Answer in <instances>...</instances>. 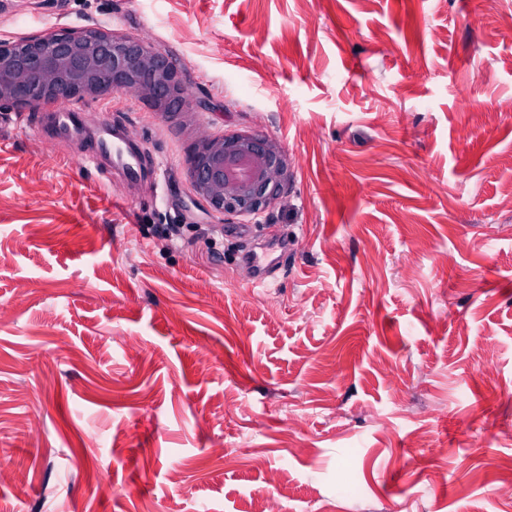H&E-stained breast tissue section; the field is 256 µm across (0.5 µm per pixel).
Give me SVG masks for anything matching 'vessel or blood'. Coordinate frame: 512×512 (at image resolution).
Wrapping results in <instances>:
<instances>
[{"mask_svg":"<svg viewBox=\"0 0 512 512\" xmlns=\"http://www.w3.org/2000/svg\"><path fill=\"white\" fill-rule=\"evenodd\" d=\"M36 129L42 139L91 134L92 148L87 155L88 162L107 163L114 172L128 179H139L147 173V164L142 153L123 141L110 121H101L95 132H87L83 106L60 102L45 108Z\"/></svg>","mask_w":512,"mask_h":512,"instance_id":"1","label":"vessel or blood"}]
</instances>
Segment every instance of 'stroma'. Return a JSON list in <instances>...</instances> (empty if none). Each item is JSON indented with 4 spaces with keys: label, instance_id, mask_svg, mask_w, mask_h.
<instances>
[{
    "label": "stroma",
    "instance_id": "stroma-1",
    "mask_svg": "<svg viewBox=\"0 0 512 512\" xmlns=\"http://www.w3.org/2000/svg\"><path fill=\"white\" fill-rule=\"evenodd\" d=\"M86 29L185 99L105 94L138 181L0 109V512H512V0H0ZM237 132L290 164L256 215L188 177Z\"/></svg>",
    "mask_w": 512,
    "mask_h": 512
}]
</instances>
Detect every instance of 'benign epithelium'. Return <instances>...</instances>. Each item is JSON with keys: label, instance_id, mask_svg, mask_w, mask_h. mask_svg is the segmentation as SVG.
I'll list each match as a JSON object with an SVG mask.
<instances>
[{"label": "benign epithelium", "instance_id": "benign-epithelium-1", "mask_svg": "<svg viewBox=\"0 0 512 512\" xmlns=\"http://www.w3.org/2000/svg\"><path fill=\"white\" fill-rule=\"evenodd\" d=\"M133 92L162 116L183 97L173 67L149 44L103 32L67 31L32 43L0 41V106L56 99H96ZM280 144L247 133L205 136L193 148L189 180L216 212L252 214L274 204L290 181Z\"/></svg>", "mask_w": 512, "mask_h": 512}]
</instances>
